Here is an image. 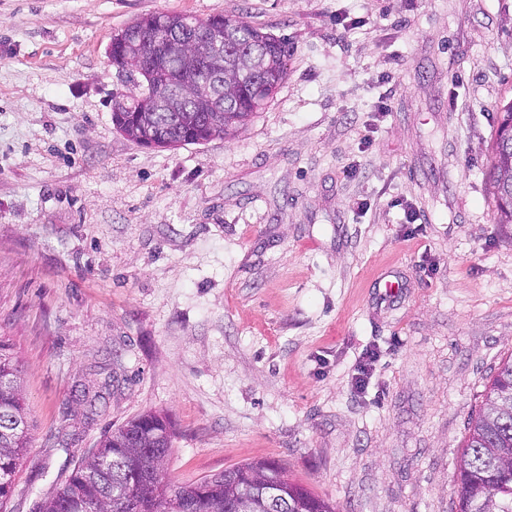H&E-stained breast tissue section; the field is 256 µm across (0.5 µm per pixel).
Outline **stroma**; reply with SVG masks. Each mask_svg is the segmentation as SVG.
I'll return each instance as SVG.
<instances>
[{
	"label": "stroma",
	"instance_id": "1",
	"mask_svg": "<svg viewBox=\"0 0 512 512\" xmlns=\"http://www.w3.org/2000/svg\"><path fill=\"white\" fill-rule=\"evenodd\" d=\"M155 12L287 41L235 137L113 126L107 48ZM511 99L512 0H0V339L33 422L0 512L150 411L175 485L271 460L338 512H456L467 421L512 357L486 179Z\"/></svg>",
	"mask_w": 512,
	"mask_h": 512
}]
</instances>
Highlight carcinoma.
<instances>
[{
    "mask_svg": "<svg viewBox=\"0 0 512 512\" xmlns=\"http://www.w3.org/2000/svg\"><path fill=\"white\" fill-rule=\"evenodd\" d=\"M224 28V111L211 112L206 94L185 99V112L158 103L168 75L146 77L130 70L133 57L112 52V67L132 83L121 94L122 111L113 126L128 139L150 147L176 148L228 138L244 127L284 82L288 43L241 17L205 20L183 13L143 14L123 28L127 37L151 30L168 36L184 21ZM488 180L497 202L498 223L512 224V101L500 108ZM22 370L0 340V421L15 417L20 427L0 425V503L11 498L15 475L30 444L31 421L24 404ZM172 447L167 419L144 413L113 430L83 455L77 467L58 477L54 493L39 512H336L331 502L291 481L275 461L240 464L219 475L171 487L163 472ZM457 512H512V359L499 365L485 403L468 422V436L457 465ZM281 487L277 502L262 500L264 482Z\"/></svg>",
    "mask_w": 512,
    "mask_h": 512,
    "instance_id": "obj_1",
    "label": "carcinoma"
}]
</instances>
